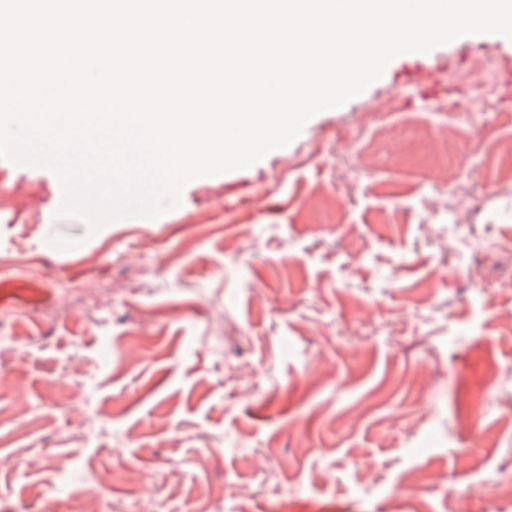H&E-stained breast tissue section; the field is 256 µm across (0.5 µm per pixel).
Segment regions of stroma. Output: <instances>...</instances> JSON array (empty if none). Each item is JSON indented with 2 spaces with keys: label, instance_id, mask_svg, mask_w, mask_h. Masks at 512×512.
Masks as SVG:
<instances>
[{
  "label": "stroma",
  "instance_id": "stroma-1",
  "mask_svg": "<svg viewBox=\"0 0 512 512\" xmlns=\"http://www.w3.org/2000/svg\"><path fill=\"white\" fill-rule=\"evenodd\" d=\"M494 73L512 80L498 34L398 55L287 147L93 234L54 219L51 171L0 159V198L25 202L0 212V512H502Z\"/></svg>",
  "mask_w": 512,
  "mask_h": 512
}]
</instances>
